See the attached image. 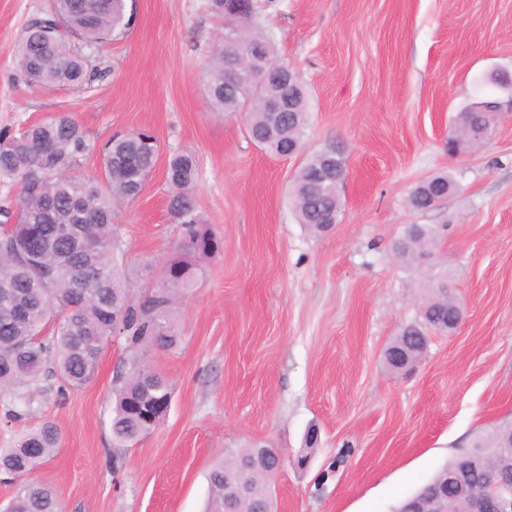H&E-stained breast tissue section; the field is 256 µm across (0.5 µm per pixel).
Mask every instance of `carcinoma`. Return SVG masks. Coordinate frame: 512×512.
<instances>
[{"instance_id": "cac0c4a2", "label": "carcinoma", "mask_w": 512, "mask_h": 512, "mask_svg": "<svg viewBox=\"0 0 512 512\" xmlns=\"http://www.w3.org/2000/svg\"><path fill=\"white\" fill-rule=\"evenodd\" d=\"M125 8V0H51V17L30 23L18 43V72L30 87L91 86L98 73L72 40L88 49L111 42L125 27ZM246 46L278 63L273 39L259 29L255 15L232 24L208 65L212 108L237 112L250 105L249 135L275 156L291 143L304 146L309 124L304 85L290 92L292 109L273 127L270 114L253 101L260 75L249 66L228 67ZM89 150L80 125L66 114L0 131V179L19 185L15 207L0 208V393L9 406L30 403L45 378H56L62 390L89 383L119 327L127 347L136 353L176 347V299L194 286L198 259L217 249L211 231L199 220L192 195L200 177L198 159L191 152H176L166 167L169 207L180 227L174 256L167 261L170 276L148 300L131 303L117 259L122 245L114 219L116 208L143 190L156 165L159 143L149 130L112 135L102 146L101 177L75 173ZM320 155L316 150L302 156L292 190L297 219L314 234L323 233L329 217L341 211L340 191L313 187ZM454 185L448 175L424 181L411 192L413 208L427 209L435 189L451 190ZM66 224L79 225L83 247L75 248L66 239ZM431 245L430 231L420 226L407 235L400 252L416 259L430 253ZM446 285V272L426 283L421 314L394 337L385 353L390 370H400L403 361L416 364L428 332L462 315L461 304ZM112 396V437L117 443L132 444L151 432L144 412L152 401L169 400L171 392L163 376L134 356ZM504 446L512 454L511 423L482 432L472 448L448 459L415 495H423L433 484L453 493L451 475L482 486L485 469L497 466ZM58 447V428L45 422L19 433L10 447L0 448V471L9 470L19 478L4 512H60L55 488L29 480ZM254 451H231L211 471L205 512H224V475L243 465ZM266 491L267 483L259 481L253 494L239 504V512H258Z\"/></svg>"}]
</instances>
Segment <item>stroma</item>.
I'll use <instances>...</instances> for the list:
<instances>
[{"instance_id": "1", "label": "stroma", "mask_w": 512, "mask_h": 512, "mask_svg": "<svg viewBox=\"0 0 512 512\" xmlns=\"http://www.w3.org/2000/svg\"><path fill=\"white\" fill-rule=\"evenodd\" d=\"M257 3L278 59L306 88V150L332 141L348 157L328 234L293 211L298 158L257 146L245 112H212L207 64L224 21L207 0H127L125 31L89 54L106 73L89 90L25 84L15 49L50 0H0V131L71 114L90 175L113 134L159 140L144 190L115 217L131 301L156 292L179 237L165 184L172 152L198 157L197 211L222 242L177 307V347L144 356L171 388L149 435L112 438V389L131 356L119 336L86 386L36 396L18 421L0 403V447L26 427L59 428L34 478L55 487L62 512H203L214 464L256 443L285 458L271 481L277 512H393L457 449L512 421V98L500 97L483 145L448 154L453 116L483 94L478 79L512 73V0ZM438 174L456 188L413 210V188ZM411 224L431 230L464 318L394 372L384 351L415 319L423 286L396 250ZM304 454L309 465L297 467Z\"/></svg>"}]
</instances>
